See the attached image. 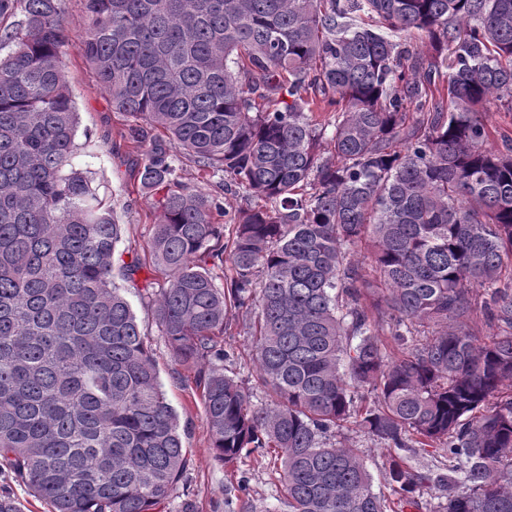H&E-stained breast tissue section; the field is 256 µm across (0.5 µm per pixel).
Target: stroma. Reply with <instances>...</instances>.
<instances>
[{"label":"stroma","instance_id":"1","mask_svg":"<svg viewBox=\"0 0 512 512\" xmlns=\"http://www.w3.org/2000/svg\"><path fill=\"white\" fill-rule=\"evenodd\" d=\"M62 16L69 34L64 48V73L79 113L76 162L89 172L100 197L115 212L122 230L118 254L124 262L141 263L133 280L125 284L126 297L149 338L159 378L178 415L182 442L191 456L188 474L173 493L167 512H178L180 504L187 500L193 502L195 512H230V505L224 501V487L230 475L214 458L201 390L195 385L193 371L173 361L155 324L152 304L143 297L144 288L158 289L165 281L148 256L158 213L154 196L146 192L141 182L146 155L158 131L144 121L113 110L109 92L97 81L82 51L84 0H62ZM182 177L189 188L217 197L227 216H234L245 206L244 199L234 190L223 187L220 176L201 170L191 159H184ZM224 346L235 354L229 372L250 388L254 403L267 401V392L257 381L252 341L244 321L234 320L224 336ZM240 470L244 480L241 498L270 508L271 512H286L280 484L270 467L249 457L241 463Z\"/></svg>","mask_w":512,"mask_h":512}]
</instances>
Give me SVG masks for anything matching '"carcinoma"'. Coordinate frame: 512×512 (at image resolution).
I'll return each instance as SVG.
<instances>
[{"mask_svg":"<svg viewBox=\"0 0 512 512\" xmlns=\"http://www.w3.org/2000/svg\"><path fill=\"white\" fill-rule=\"evenodd\" d=\"M85 9L83 53L112 108L262 201L216 222L219 200L180 182L162 140L142 172L165 274L145 292L195 370L215 459L279 464L287 512H404L430 487L429 512H512V138L491 145L478 114L512 95V0ZM412 29L431 55L397 41ZM68 39L61 0H0V45L15 46L0 57V462L52 512H160L190 460L114 281L121 225L74 164ZM478 305L509 332L479 342ZM238 314L268 403L224 373ZM382 330L402 357L386 358ZM347 424L388 451L391 496L336 442ZM426 447L447 471L412 467Z\"/></svg>","mask_w":512,"mask_h":512,"instance_id":"obj_1","label":"carcinoma"}]
</instances>
